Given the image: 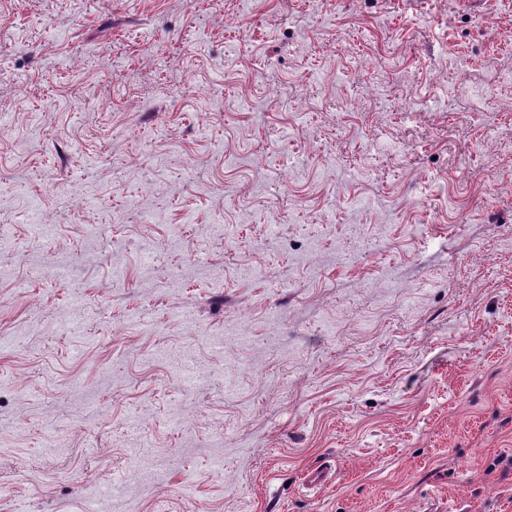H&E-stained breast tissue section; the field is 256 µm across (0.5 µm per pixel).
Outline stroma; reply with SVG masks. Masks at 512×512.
<instances>
[{
    "label": "stroma",
    "mask_w": 512,
    "mask_h": 512,
    "mask_svg": "<svg viewBox=\"0 0 512 512\" xmlns=\"http://www.w3.org/2000/svg\"><path fill=\"white\" fill-rule=\"evenodd\" d=\"M511 457L512 0H0V512H512Z\"/></svg>",
    "instance_id": "obj_1"
}]
</instances>
